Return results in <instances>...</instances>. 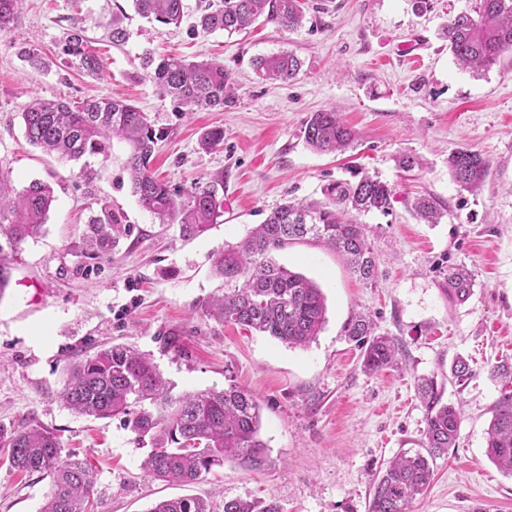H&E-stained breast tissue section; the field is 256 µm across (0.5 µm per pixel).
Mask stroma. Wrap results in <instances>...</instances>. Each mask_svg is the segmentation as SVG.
<instances>
[{"label":"stroma","mask_w":512,"mask_h":512,"mask_svg":"<svg viewBox=\"0 0 512 512\" xmlns=\"http://www.w3.org/2000/svg\"><path fill=\"white\" fill-rule=\"evenodd\" d=\"M302 27L285 31L261 21L232 35L194 34L205 0H183L180 27L141 18L132 0H25L19 22L0 30V166L15 187L49 182L55 200L42 234L12 249L0 234V265L12 280L40 290L35 302L14 288L0 293V424L34 421L56 430L96 474V512H147L158 500L207 498L214 512L228 499L276 498L284 512H367L369 478L395 455L421 450L426 413L415 385L437 382L444 402L462 405L456 448L433 462L431 483L411 512H512V475L487 456L486 438L501 383L489 375L512 362V50L485 74L461 69L443 31L476 0H303ZM123 14L127 39L113 45L109 24ZM102 62L83 71L63 52L72 26ZM294 53L302 62L287 83H265L256 57ZM177 53L223 63L236 98L220 110L177 112L142 67L145 53ZM112 97L169 129L152 160L156 177L189 189L224 174V217L205 234L185 238L160 224L130 191L126 142L108 156L61 159L32 146L21 114L36 100ZM335 109L352 128L353 148L337 154L306 146L303 123ZM223 128L224 141L200 149L201 135ZM459 149L490 163L480 190H461L448 173ZM414 158L412 170L400 165ZM368 174L392 189L388 214L359 216L378 258L375 284L358 280L334 252L296 243L274 259L322 289L327 322L308 349L208 319L205 302L224 282L213 253L239 242L285 200L323 201L322 188ZM433 195L440 223L416 217L413 202ZM133 232L111 256L93 262L77 246L101 202ZM471 269V298L452 303L443 272ZM396 339L398 365L363 371L360 350L345 334L357 314ZM174 331L167 342L166 331ZM112 343L150 354L176 392L249 389L262 407L268 466L215 469L180 486L144 477L149 443L119 419L78 415L55 397L67 363ZM469 361L475 374L455 386L450 365ZM50 480L12 471L0 458V512H38Z\"/></svg>","instance_id":"35a3bbf8"}]
</instances>
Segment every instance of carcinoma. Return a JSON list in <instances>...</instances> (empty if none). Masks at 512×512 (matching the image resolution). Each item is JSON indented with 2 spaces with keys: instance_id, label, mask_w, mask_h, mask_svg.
<instances>
[{
  "instance_id": "cac0c4a2",
  "label": "carcinoma",
  "mask_w": 512,
  "mask_h": 512,
  "mask_svg": "<svg viewBox=\"0 0 512 512\" xmlns=\"http://www.w3.org/2000/svg\"><path fill=\"white\" fill-rule=\"evenodd\" d=\"M23 0H0V29L20 20ZM138 15L163 26H179L182 0H132ZM476 16L461 12L448 20L443 36L456 62L474 73L484 72L512 49V0H478ZM292 31L302 26V0H220L197 17L204 33H238L257 20ZM90 73L101 61L87 49L83 28L75 25L63 48ZM148 78L161 94L170 96L186 111L222 108L235 98V82L224 64L188 61L177 55L142 60ZM256 75L266 82L286 83L299 73L300 59L291 52L253 60ZM28 141L70 160L107 155L111 139L127 142L130 188L139 205L161 224H177L194 237L207 232L224 216V174L179 191L156 179L150 164L167 132L155 128L148 115L119 99H84L80 102L36 100L22 112ZM306 145L316 152L335 153L351 148L355 135L333 110L312 113L303 128ZM489 163L479 152L457 150L448 156L451 179L463 190L476 191ZM325 203L303 205L286 201L233 246L213 254V267L224 280V294L213 298L207 315L220 323H233L270 336L290 348H306L316 341L326 323V299L312 280L277 263L270 255L299 241H315L340 253L349 269L366 283L376 281L379 269L367 239L366 225L350 214L391 208L392 189L376 176L363 175L352 183L325 185ZM55 200L53 187L33 180L16 189L9 171L0 166V232L18 248L38 236ZM413 209L427 224L443 217L431 195L415 199ZM131 233L118 214L103 203L83 239L85 253L109 255ZM448 298L464 302L475 285L472 271L448 267L444 277ZM350 340L362 350V368L378 373L397 361L398 343L378 334L367 315L351 319ZM455 385L464 387L473 377L469 364L456 358L451 365ZM153 358L129 345L117 343L69 362L56 398L73 412L97 419L123 416V426L135 440L149 439L151 450L141 464L144 476L181 485H194L214 468L229 462L243 470L267 464V445L260 437L261 405L247 389L230 383L222 389L173 393ZM426 410V453H402L371 478L368 512H410L432 479L435 458L456 446L463 422L461 408L442 402L441 388L432 379L417 384ZM9 467L51 479L50 491L39 512H94L96 478L87 463L65 451L51 429L30 422L0 425V456ZM487 455L500 469L512 474V388L501 389L487 429ZM147 512H213L199 496H179L155 502ZM224 512H283L279 502L230 499Z\"/></svg>"
}]
</instances>
